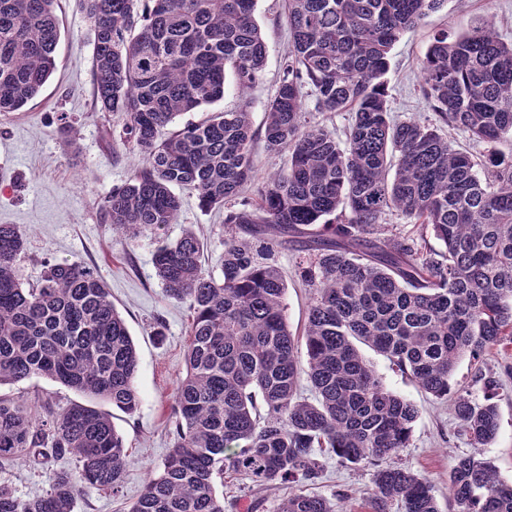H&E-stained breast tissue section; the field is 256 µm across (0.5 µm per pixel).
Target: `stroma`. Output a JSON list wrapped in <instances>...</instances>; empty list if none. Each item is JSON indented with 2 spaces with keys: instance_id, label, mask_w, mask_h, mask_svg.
Here are the masks:
<instances>
[{
  "instance_id": "stroma-1",
  "label": "stroma",
  "mask_w": 512,
  "mask_h": 512,
  "mask_svg": "<svg viewBox=\"0 0 512 512\" xmlns=\"http://www.w3.org/2000/svg\"><path fill=\"white\" fill-rule=\"evenodd\" d=\"M55 9L61 27L55 72L21 111L0 115V224L18 225L27 236V251L19 263L25 285H37L46 262H80L106 282L130 328L140 358L136 384L141 405L131 415L109 403L101 405L111 412L127 449L123 483L115 494L84 487L76 506V512H128L173 446L171 406L186 371L191 323L187 304L165 297L153 253L159 240L171 242L193 230L204 242L203 269L216 276L230 232L223 210L202 209L196 192L188 188L177 192L178 223L161 234L122 239L112 232L102 200L128 180L138 158L128 150L113 149L104 139L107 121L104 113L96 111L93 96V33L78 0H56ZM256 18L268 52L263 76L249 93L252 127L259 134L254 144L259 178L243 192L248 201L256 200L262 178L288 160L287 153L269 151L260 137L266 104L274 95L288 51L284 0H257ZM483 21L490 22L504 42H512V0H447L440 11L399 39L386 75L388 105L395 116L433 119L420 93V60L438 31L463 32ZM295 250L292 243L279 245L274 259L287 280L288 325L298 333L307 320L310 294L294 273ZM359 351L387 389L417 406L410 445L397 462L431 482L443 512L452 507L448 475L457 455L474 454L490 462L501 479L512 481V375L506 371L512 366V349H493L483 357L485 368L499 375L501 429L492 444L477 449L462 434L451 404L425 394L369 346L360 345ZM0 394L23 397L39 418L45 415V404L62 408L77 398L75 392L44 378L1 386ZM75 468L70 457L38 466L19 461L0 470V484L9 485L19 497L33 498L46 492L53 472ZM373 471L369 464L345 465L328 457L318 482L304 485L303 490L331 499L338 512H372Z\"/></svg>"
}]
</instances>
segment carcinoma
Instances as JSON below:
<instances>
[{"instance_id": "cac0c4a2", "label": "carcinoma", "mask_w": 512, "mask_h": 512, "mask_svg": "<svg viewBox=\"0 0 512 512\" xmlns=\"http://www.w3.org/2000/svg\"><path fill=\"white\" fill-rule=\"evenodd\" d=\"M55 0H0V114L33 100L56 67ZM257 0H82L93 33V94L119 116L112 144L142 164L102 201L121 233L177 223L175 189L201 208H227L221 276L204 273V244L188 230L153 255L165 296L192 311L186 373L174 397L173 448L129 512H224V470L261 489L321 478L320 452L344 464L375 463V512H441L430 482L383 465L409 447L418 409L388 390L355 342L385 356L436 400H446L459 361L475 364L489 395L456 389L453 411L473 445L500 427L482 360L512 347V43L481 23L437 32L420 60L422 96L444 124L484 144L473 154L433 125L388 107L390 51L446 0H286L288 55L266 106L264 140L288 151L254 203L228 204L257 168L249 90L267 43ZM232 72L244 103L168 132L176 118L224 99ZM347 112L344 140L303 112ZM417 226L402 236L386 216ZM438 247H433L429 239ZM300 249L294 271L311 291L303 333L288 326L287 283L271 253ZM27 238L0 224V386L47 378L89 398L36 419L0 396V467L73 457L42 497L0 485V512H74L86 485L117 493L127 453L102 400L135 412L139 357L102 278L79 262L46 264L24 287ZM307 376L315 397L299 396ZM456 512H512V482L491 464L456 456L449 473ZM277 512H335L325 497L291 491Z\"/></svg>"}]
</instances>
